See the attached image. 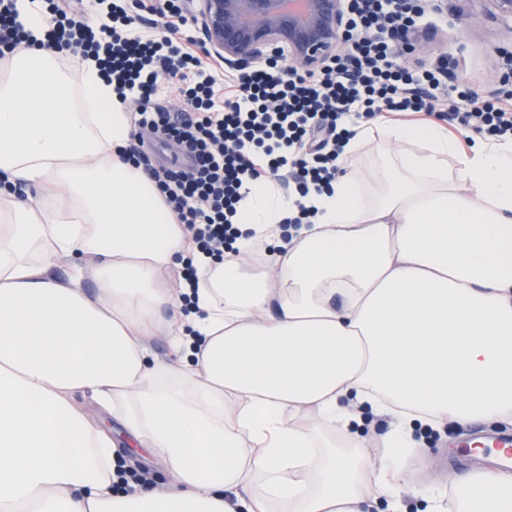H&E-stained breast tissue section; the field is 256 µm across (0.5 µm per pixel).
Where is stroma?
I'll use <instances>...</instances> for the list:
<instances>
[{"instance_id":"1","label":"stroma","mask_w":512,"mask_h":512,"mask_svg":"<svg viewBox=\"0 0 512 512\" xmlns=\"http://www.w3.org/2000/svg\"><path fill=\"white\" fill-rule=\"evenodd\" d=\"M471 16L474 27L467 40H459L458 17ZM491 0H448L443 13L429 12L419 23L423 27V49L414 54L397 52L396 61L420 76V89L438 100L441 108L466 110L459 92L470 87L483 98H492L512 57V30L494 16ZM499 424L476 422L452 430L425 432V451L410 457L406 466L413 481L427 488H447L451 476L469 469L466 452L460 445L472 442L475 432L491 434Z\"/></svg>"}]
</instances>
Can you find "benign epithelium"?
<instances>
[{"label": "benign epithelium", "mask_w": 512, "mask_h": 512, "mask_svg": "<svg viewBox=\"0 0 512 512\" xmlns=\"http://www.w3.org/2000/svg\"><path fill=\"white\" fill-rule=\"evenodd\" d=\"M445 0H397L398 11L422 17ZM200 21L211 54L249 69L283 57L305 73L320 71L341 50L350 22V0H185ZM412 24L397 33L410 52L418 47Z\"/></svg>", "instance_id": "benign-epithelium-1"}]
</instances>
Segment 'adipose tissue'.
Masks as SVG:
<instances>
[{
	"label": "adipose tissue",
	"instance_id": "1",
	"mask_svg": "<svg viewBox=\"0 0 512 512\" xmlns=\"http://www.w3.org/2000/svg\"><path fill=\"white\" fill-rule=\"evenodd\" d=\"M16 6L35 44L0 59V512H397L403 490L512 512L511 475L447 495L404 466L416 425L512 416V142L379 126V192L337 175L286 241L292 198L251 186L241 253L276 246L216 261L127 161L132 119L97 62L61 71L38 0ZM188 258L186 313L170 280ZM361 406L391 420L372 473ZM103 416L165 488L118 481Z\"/></svg>",
	"mask_w": 512,
	"mask_h": 512
}]
</instances>
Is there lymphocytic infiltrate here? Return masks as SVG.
<instances>
[{"label": "lymphocytic infiltrate", "instance_id": "obj_1", "mask_svg": "<svg viewBox=\"0 0 512 512\" xmlns=\"http://www.w3.org/2000/svg\"><path fill=\"white\" fill-rule=\"evenodd\" d=\"M45 2L47 47L65 52L70 64L95 58L120 98L135 103L134 133L147 129L182 145L191 160L183 169L157 168L136 150L128 159L156 180L197 248L217 260L241 236L234 218L245 185L288 173L296 194L286 224L312 223L307 201L329 190L362 119L437 115L460 136L512 142L511 104L467 90L470 110L439 114L429 95L414 88L413 76L394 63V49L381 37L394 15L392 0H352L346 58L312 74L278 59L233 75L224 96L216 92L218 69L203 65L177 0ZM149 13L157 17L150 35L142 31ZM164 82L180 85L186 111L160 104Z\"/></svg>", "mask_w": 512, "mask_h": 512}]
</instances>
